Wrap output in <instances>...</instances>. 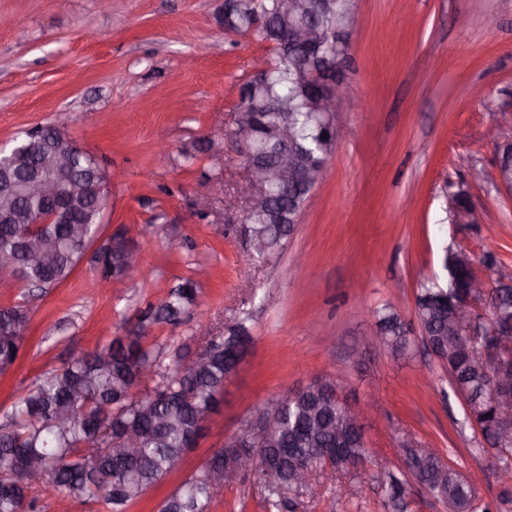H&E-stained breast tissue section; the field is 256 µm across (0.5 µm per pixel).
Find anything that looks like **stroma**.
I'll use <instances>...</instances> for the list:
<instances>
[{"label": "stroma", "instance_id": "stroma-1", "mask_svg": "<svg viewBox=\"0 0 512 512\" xmlns=\"http://www.w3.org/2000/svg\"><path fill=\"white\" fill-rule=\"evenodd\" d=\"M209 43L222 54H202ZM273 59L270 45L225 32L224 0H112L108 12L99 0L62 9L0 0V146L64 115L70 137L122 172L101 234L125 230L144 270L117 287L87 258L43 291L0 273V306L24 300L31 310L20 357L0 376V415L40 376L127 335L139 309L193 279L195 305L181 323L152 325L150 343L189 358L208 331L246 311L251 345L198 445L127 512H158L246 419L321 377L349 404L371 401L367 457L325 470L280 512H387L379 474L401 471L409 438L467 476L477 505L512 512V485L499 478L512 456L484 449L414 314L419 285L446 282L445 247L470 252L488 284L512 272V193L496 182L497 148L485 136L512 113V0H355L342 127L324 181L284 246L256 262L240 215L196 202L211 179L243 177L232 137L238 88ZM451 185L473 205L468 223L451 220ZM385 304L409 330L398 358L367 342L369 312ZM350 480L365 484L362 497L340 495ZM266 494L241 475L210 512H265Z\"/></svg>", "mask_w": 512, "mask_h": 512}]
</instances>
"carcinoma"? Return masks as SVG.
Wrapping results in <instances>:
<instances>
[{
  "label": "carcinoma",
  "mask_w": 512,
  "mask_h": 512,
  "mask_svg": "<svg viewBox=\"0 0 512 512\" xmlns=\"http://www.w3.org/2000/svg\"><path fill=\"white\" fill-rule=\"evenodd\" d=\"M232 26L238 33H248L260 42L275 41L288 25L312 23L326 33L346 28L354 21L353 0H336V6L317 15L288 11V0H238ZM264 23L254 26L255 17ZM276 59L265 71L266 79L256 94L240 98L238 108L255 109L251 126L253 151L270 153L273 131L281 114H288L295 143L305 149L307 159L326 162L331 147L322 139L324 128L313 91L296 82V66L304 62V53L295 52L294 61L279 48ZM81 176L82 199L73 205L84 238L75 233L73 224H48L36 228L44 248L54 257L49 266L29 261L20 247L22 237L31 231L28 224H0V253L9 252L21 270L22 280L31 288H51L67 281L84 254L83 241L98 235L96 183L88 172L85 157L72 160ZM294 196L295 212H300L309 193L285 189L277 183L268 185L266 200L246 216L250 235L255 237L257 258L264 259L279 249L292 228L281 213ZM126 232L118 231L94 253L103 276L123 280L127 259ZM447 273L444 287L423 284L415 297L416 313L423 320L420 333L435 343L448 333L451 308L443 307L441 293L448 299L458 297L466 286L468 271L451 259L443 258ZM501 302L488 312L490 320H512V289H500ZM196 288L186 280L172 289L164 301L149 305L139 314L137 329L127 341L115 340L75 358L66 368L48 372L6 413L0 425V512H35L42 492L17 483L13 474L23 469L28 458L36 459L48 474L53 494L70 500L94 502L106 512H126L129 504L158 484L183 458L199 411L213 408L224 387L229 370V352L233 341L250 332L248 317H239L225 335L205 337L204 362L186 369L180 356L165 362L163 352L147 344V328L159 321L179 323L186 309L195 303ZM381 328L386 332L387 349L403 353L410 347L407 329L398 314L384 306L376 310ZM30 309L23 303L0 307V375L15 366L26 339ZM473 353L459 346L448 352L449 376L470 392L472 413L481 422H493L495 408L488 398L486 377L473 370ZM336 389L323 380L310 392L288 404L276 400L266 415L278 423V431L267 445L269 453L289 448L288 457L277 460L278 473L254 470L268 483L264 498L267 512H278L282 494L297 492L307 484L296 478L299 469H320L329 465L342 470L346 464L362 460L367 448L356 436L342 449L341 456L328 460L314 455L318 448L336 446V427L343 424L340 412L320 403L326 392ZM138 434L137 456L123 458L113 453L121 446L127 430ZM93 448L94 454H79L81 448ZM224 449H217L207 463L188 476L161 504L160 512H209L215 501L210 468ZM403 473L422 484L452 512H476V495L461 473L433 453L420 459L413 441L403 443ZM389 508H402L405 483L393 472L380 473Z\"/></svg>",
  "instance_id": "1"
}]
</instances>
